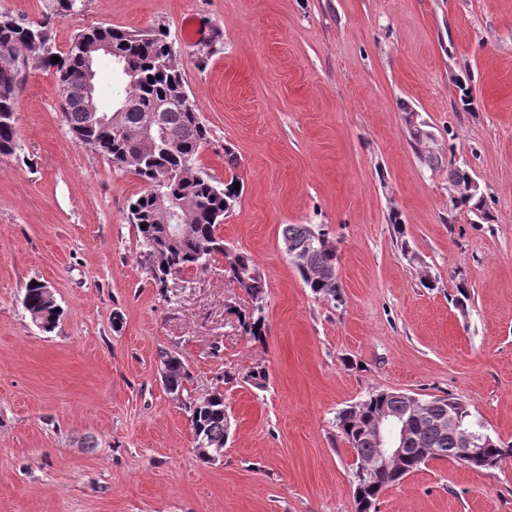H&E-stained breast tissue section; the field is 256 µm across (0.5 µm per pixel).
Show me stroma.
Wrapping results in <instances>:
<instances>
[{
	"mask_svg": "<svg viewBox=\"0 0 512 512\" xmlns=\"http://www.w3.org/2000/svg\"><path fill=\"white\" fill-rule=\"evenodd\" d=\"M94 26L168 29L209 131L200 164L240 181L219 234L266 280L265 334H241L252 302L223 257L155 286L128 218L145 182L74 140L55 73L31 62L0 156V512H356L336 416L375 391L449 394L512 443V0H85L51 44ZM404 102L442 167L411 150ZM461 165L487 223L449 213ZM287 224L326 230L341 303L304 284ZM32 280L63 310L53 332L22 305ZM162 348L191 395L223 388V460L196 458ZM257 366L262 389L241 380ZM377 512H512V460L429 461ZM160 369L164 370L166 376L160 373L165 388L172 394L183 395L187 392L185 382L190 380L189 371L181 359L170 351L161 349L159 351Z\"/></svg>",
	"mask_w": 512,
	"mask_h": 512,
	"instance_id": "35a3bbf8",
	"label": "stroma"
}]
</instances>
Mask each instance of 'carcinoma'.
<instances>
[{"label":"carcinoma","mask_w":512,"mask_h":512,"mask_svg":"<svg viewBox=\"0 0 512 512\" xmlns=\"http://www.w3.org/2000/svg\"><path fill=\"white\" fill-rule=\"evenodd\" d=\"M83 7V0H54L51 11L37 19L22 23L7 12L0 13V58L8 56L14 61L10 69L0 67V155H11L18 146V129L14 114L16 98L28 70L30 60L36 58L55 72L58 82L80 89L86 82L83 45L90 41H105L117 53L128 59L135 70L134 81L128 88L132 108L123 114L122 131L114 134L92 125L89 111L78 95L62 103L64 119L74 139L106 157L113 165L129 170L147 185L146 190L130 202L131 223L138 227L139 242L145 259V268L155 285L162 288L165 278L186 270H202L217 255L224 257L225 271L239 288L250 297H264L266 282L254 260L246 253L236 251L218 234L219 221L228 217L235 208L239 191L234 189L236 179L219 182L200 166V150L208 142V129L197 109H175L166 113L165 138L167 150L154 155H143L135 147L145 113L157 103L169 98L176 87H185L183 73L174 62L176 51L169 33L157 27L145 32H130L110 26L95 27L77 33L65 52L56 53L51 44L54 25ZM59 61H51L53 56ZM410 145L419 159L430 168L444 163L442 154L424 152L420 145V129L409 126ZM159 195L190 202L182 212L180 224L187 229L185 237L176 245L168 240L165 227L156 221L154 202ZM451 210L480 214L489 219L484 194L465 195L451 201ZM283 245L288 247V259L299 254L303 262L294 267L311 291L334 303L342 301L336 264V245L328 234L314 224H286L282 230ZM46 284L37 280L27 284L22 304L31 319L42 322V330L56 328L62 311L48 300ZM239 327L246 336L258 338L264 329V307L253 302L250 309L239 313ZM161 377L165 388L172 394L186 391L189 371L181 359L167 350L159 351ZM243 382L262 389L268 377L264 368L254 367L242 376ZM188 420L194 433L195 448H223L231 429L227 427L228 409L224 392L219 388L204 396H189L184 400ZM426 409L430 418L417 415ZM455 414L465 430L481 432V426L471 419L466 406L455 397H418L414 394L375 391L356 405V410H341L336 426L362 458L373 451L371 428L378 419L387 415H401L410 419L417 438L415 447L438 448L440 453L429 458L415 451L411 456L393 464L391 471L375 476L365 493L376 502L387 488L398 484L422 465L433 459L454 458L451 451L458 447L457 436L439 426L446 413ZM483 451L471 460L468 467L484 469V461L497 457L501 461L512 458V444L483 434Z\"/></svg>","instance_id":"carcinoma-1"}]
</instances>
